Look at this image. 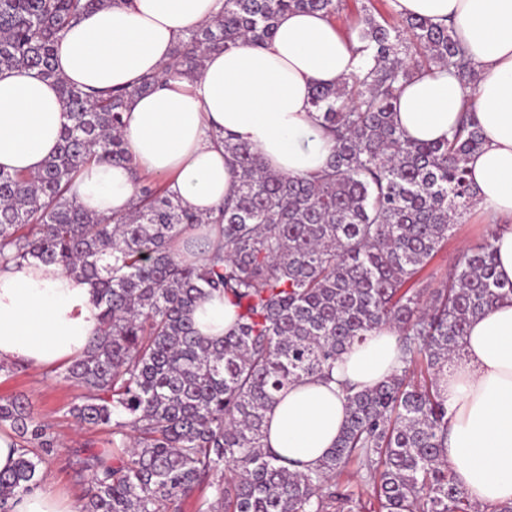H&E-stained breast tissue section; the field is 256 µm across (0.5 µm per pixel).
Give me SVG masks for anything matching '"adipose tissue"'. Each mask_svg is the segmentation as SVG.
<instances>
[{
	"label": "adipose tissue",
	"instance_id": "adipose-tissue-1",
	"mask_svg": "<svg viewBox=\"0 0 512 512\" xmlns=\"http://www.w3.org/2000/svg\"><path fill=\"white\" fill-rule=\"evenodd\" d=\"M398 16L453 23L475 73L472 89L438 70L403 89L394 120L417 141H440L473 102L483 145L468 162L477 206L497 225L496 272L512 282V0H393ZM223 0H116L88 13L58 43L55 68L80 89L116 88L160 74L177 41L218 15ZM366 56L321 13L281 15L263 46L207 56L190 80H170L130 103L122 129L130 161L85 168L71 192L89 214L129 212L132 169L164 178L170 193L202 217L234 191V175L213 134L252 146L268 169L288 175L324 170L332 144L311 106L317 86L359 73ZM72 119L54 82L19 68L0 72V169L30 174L57 150ZM90 284L37 260L0 262V363L51 368L81 356L100 326ZM201 335L236 329L225 298L198 301ZM397 333L383 328L345 351L327 382L291 385L266 420L272 450L313 467L334 447L348 415L337 386H373L398 368ZM448 405L447 458L478 505H512V297L473 319L461 350L439 376Z\"/></svg>",
	"mask_w": 512,
	"mask_h": 512
}]
</instances>
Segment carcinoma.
Instances as JSON below:
<instances>
[{"mask_svg":"<svg viewBox=\"0 0 512 512\" xmlns=\"http://www.w3.org/2000/svg\"><path fill=\"white\" fill-rule=\"evenodd\" d=\"M111 0H0V70L54 81L72 115L57 152L35 175L0 169V259L57 264L89 282L100 335L63 377L81 390L68 413L112 429L109 447L79 460L90 486L80 512H361L352 463L373 481L376 512H479L448 467V407L438 376L470 321L511 295L495 269L496 230L462 254L424 299L420 275L474 204L467 162L483 144L469 118L448 139L414 142L397 128L395 102L414 76L474 73L454 30L425 18L391 26L364 17L356 51L371 64L312 106L334 141L326 169L272 172L246 144L222 140L237 181L212 223L219 241L203 265L180 263L182 232L205 223L166 188L134 175L125 215L85 212L69 193L93 160L128 163L122 128L130 100L157 77L85 92L55 70V43ZM341 0H224L222 12L181 38L169 78H192L207 54L272 38L288 10L332 18ZM212 292L237 308V330L198 333L192 313ZM398 332L399 367L364 389L343 385L349 415L314 469H289L266 448L265 419L288 385L328 376L340 355L375 330ZM419 373L420 381H411ZM0 427L20 447L0 472V512L37 487L57 438L24 396L0 398Z\"/></svg>","mask_w":512,"mask_h":512,"instance_id":"1","label":"carcinoma"}]
</instances>
